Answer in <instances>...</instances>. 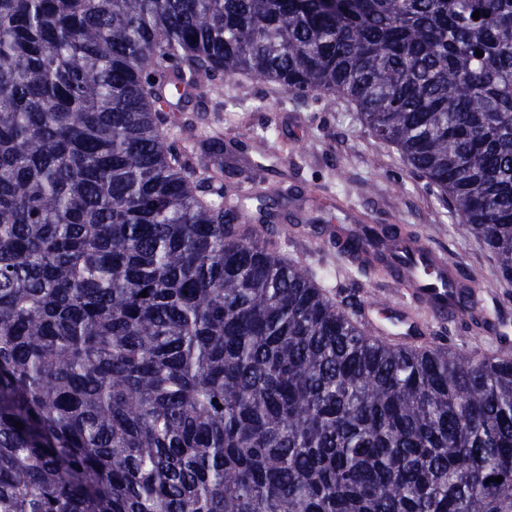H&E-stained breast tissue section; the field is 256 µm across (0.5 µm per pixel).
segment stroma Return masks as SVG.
<instances>
[{"instance_id":"1","label":"stroma","mask_w":512,"mask_h":512,"mask_svg":"<svg viewBox=\"0 0 512 512\" xmlns=\"http://www.w3.org/2000/svg\"><path fill=\"white\" fill-rule=\"evenodd\" d=\"M222 101V111L203 113L202 118L204 125L219 129L225 141L237 139L243 122L254 133L271 134L261 149L230 160L227 180L256 191L276 181L278 171L292 175L296 198L282 212L280 223L302 219L340 224L344 216L339 207L349 204L376 223L416 231L428 246L457 262L461 273L495 277V258L466 234L438 191L411 172L394 146L366 131L345 103L326 112L313 103L298 104L267 84L237 79L225 82ZM280 249L326 277L332 297L348 293L356 273L330 245L292 235Z\"/></svg>"}]
</instances>
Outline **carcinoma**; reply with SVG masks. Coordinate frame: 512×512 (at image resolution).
Wrapping results in <instances>:
<instances>
[{
    "mask_svg": "<svg viewBox=\"0 0 512 512\" xmlns=\"http://www.w3.org/2000/svg\"><path fill=\"white\" fill-rule=\"evenodd\" d=\"M235 76L347 102L512 282V0H0V512H512V349L379 337L241 234L163 107ZM358 224L392 277L413 233Z\"/></svg>",
    "mask_w": 512,
    "mask_h": 512,
    "instance_id": "obj_1",
    "label": "carcinoma"
}]
</instances>
